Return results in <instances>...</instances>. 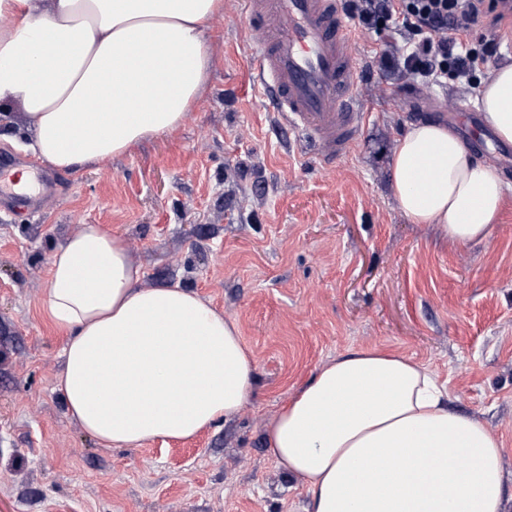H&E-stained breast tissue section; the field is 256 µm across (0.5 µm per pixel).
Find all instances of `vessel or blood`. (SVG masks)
<instances>
[{"label":"vessel or blood","instance_id":"1","mask_svg":"<svg viewBox=\"0 0 512 512\" xmlns=\"http://www.w3.org/2000/svg\"><path fill=\"white\" fill-rule=\"evenodd\" d=\"M254 81L290 134L334 164L359 139L357 68L347 47L352 28L339 0H239Z\"/></svg>","mask_w":512,"mask_h":512}]
</instances>
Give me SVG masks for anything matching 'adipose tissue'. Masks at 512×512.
<instances>
[{
    "mask_svg": "<svg viewBox=\"0 0 512 512\" xmlns=\"http://www.w3.org/2000/svg\"><path fill=\"white\" fill-rule=\"evenodd\" d=\"M224 0H0V122L24 112L31 148L79 169L174 132L214 65L209 21ZM512 143V65L480 92ZM393 192L415 224L458 245L486 240L512 185L447 127L399 139ZM45 301L67 336L57 380L68 412L103 444L188 439L254 392L238 326L181 287L143 288L123 240L88 224L50 258ZM422 364L382 349L339 356L268 430L279 468L303 480L308 512H506L503 448L455 414Z\"/></svg>",
    "mask_w": 512,
    "mask_h": 512,
    "instance_id": "1",
    "label": "adipose tissue"
}]
</instances>
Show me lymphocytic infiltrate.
Here are the masks:
<instances>
[{
  "label": "lymphocytic infiltrate",
  "mask_w": 512,
  "mask_h": 512,
  "mask_svg": "<svg viewBox=\"0 0 512 512\" xmlns=\"http://www.w3.org/2000/svg\"><path fill=\"white\" fill-rule=\"evenodd\" d=\"M353 28L384 42L379 65L423 86L449 78L475 92L500 51L512 0H341Z\"/></svg>",
  "instance_id": "obj_1"
}]
</instances>
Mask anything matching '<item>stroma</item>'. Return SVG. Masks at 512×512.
Returning <instances> with one entry per match:
<instances>
[{"mask_svg": "<svg viewBox=\"0 0 512 512\" xmlns=\"http://www.w3.org/2000/svg\"><path fill=\"white\" fill-rule=\"evenodd\" d=\"M215 64L172 134L78 171L38 212L0 209V512H305L266 430L315 372L352 349L423 363L452 409L499 436L512 512V201L491 236L462 247L414 224L390 189L409 123L478 96L452 81L402 87L355 32L369 118L335 167L275 134L237 0L211 21ZM87 224L122 238L142 287L179 285L237 323L255 392L189 440L108 448L57 392L65 334L44 313L49 257Z\"/></svg>", "mask_w": 512, "mask_h": 512, "instance_id": "obj_1", "label": "stroma"}]
</instances>
